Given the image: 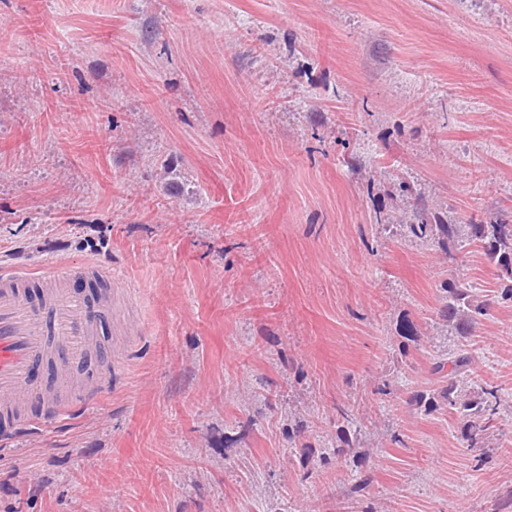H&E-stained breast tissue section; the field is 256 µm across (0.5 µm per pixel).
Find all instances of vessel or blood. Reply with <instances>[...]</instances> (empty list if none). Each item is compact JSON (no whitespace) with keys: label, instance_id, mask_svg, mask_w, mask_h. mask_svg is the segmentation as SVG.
<instances>
[{"label":"vessel or blood","instance_id":"vessel-or-blood-1","mask_svg":"<svg viewBox=\"0 0 512 512\" xmlns=\"http://www.w3.org/2000/svg\"><path fill=\"white\" fill-rule=\"evenodd\" d=\"M111 283L104 266L32 276L0 273V442L23 420L42 424L95 401L112 345V292L73 293V274Z\"/></svg>","mask_w":512,"mask_h":512}]
</instances>
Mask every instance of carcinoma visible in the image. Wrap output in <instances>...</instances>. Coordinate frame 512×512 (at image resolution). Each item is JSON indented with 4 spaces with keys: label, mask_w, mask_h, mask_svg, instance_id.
<instances>
[{
    "label": "carcinoma",
    "mask_w": 512,
    "mask_h": 512,
    "mask_svg": "<svg viewBox=\"0 0 512 512\" xmlns=\"http://www.w3.org/2000/svg\"><path fill=\"white\" fill-rule=\"evenodd\" d=\"M434 223L420 222L405 225L409 237L433 241L439 247L456 250L464 241L479 244L487 260L497 270L500 297L512 302V224L497 220L490 224H451L433 216ZM444 295L436 316L456 335H472L482 317L487 315L489 302L479 299L472 285L464 282L444 284ZM473 358L465 350L446 352L432 365L437 387L414 392L407 404L427 414L446 411L455 418L464 447L475 449L487 446L496 427L498 388L483 381L477 382L472 370ZM336 442L332 452L336 459L346 457L357 439V417L345 404L336 406Z\"/></svg>",
    "instance_id": "1"
}]
</instances>
